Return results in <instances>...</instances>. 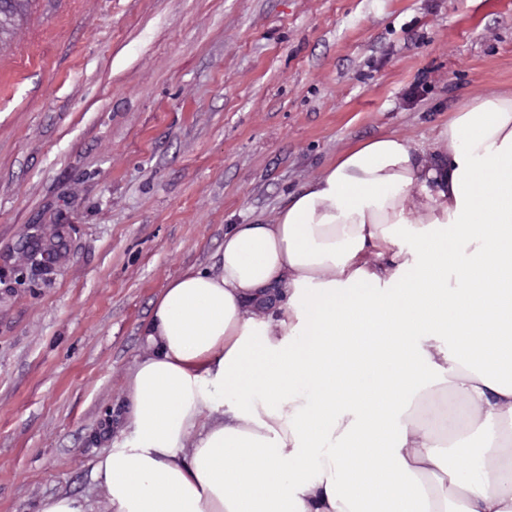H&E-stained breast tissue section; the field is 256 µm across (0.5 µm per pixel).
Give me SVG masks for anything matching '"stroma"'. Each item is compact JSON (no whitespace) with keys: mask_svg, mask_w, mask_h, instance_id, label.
Returning <instances> with one entry per match:
<instances>
[{"mask_svg":"<svg viewBox=\"0 0 512 512\" xmlns=\"http://www.w3.org/2000/svg\"><path fill=\"white\" fill-rule=\"evenodd\" d=\"M511 85L512 0H34L0 50V512H106L90 472L152 303L228 225ZM20 248L26 253L30 265H32L33 262L36 267L42 269L50 268L48 262L45 260L47 250L43 246L42 239L37 236L26 237L21 241ZM37 512H95L89 498L58 493L44 498Z\"/></svg>","mask_w":512,"mask_h":512,"instance_id":"1","label":"stroma"}]
</instances>
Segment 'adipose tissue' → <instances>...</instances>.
<instances>
[{
	"label": "adipose tissue",
	"instance_id": "1",
	"mask_svg": "<svg viewBox=\"0 0 512 512\" xmlns=\"http://www.w3.org/2000/svg\"><path fill=\"white\" fill-rule=\"evenodd\" d=\"M142 345L92 467L107 512H512V87L230 225ZM445 384L468 430L419 410Z\"/></svg>",
	"mask_w": 512,
	"mask_h": 512
}]
</instances>
